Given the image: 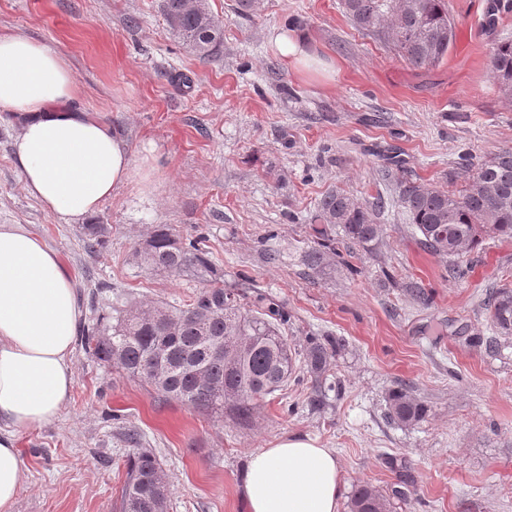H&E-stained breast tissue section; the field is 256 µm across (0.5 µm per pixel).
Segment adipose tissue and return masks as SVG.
I'll return each mask as SVG.
<instances>
[{"label":"adipose tissue","instance_id":"obj_1","mask_svg":"<svg viewBox=\"0 0 512 512\" xmlns=\"http://www.w3.org/2000/svg\"><path fill=\"white\" fill-rule=\"evenodd\" d=\"M271 47L287 65L317 62L304 32L276 28ZM65 60L21 35L0 36V109L20 113L14 157L27 192L68 224L81 223L140 176L120 135L74 109ZM82 312L57 252L23 224H0V512H13L25 478L19 433L54 421L74 384L71 354ZM335 453L290 436L250 454L241 494L248 512H339Z\"/></svg>","mask_w":512,"mask_h":512}]
</instances>
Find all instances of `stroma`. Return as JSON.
I'll return each mask as SVG.
<instances>
[{"label": "stroma", "instance_id": "stroma-1", "mask_svg": "<svg viewBox=\"0 0 512 512\" xmlns=\"http://www.w3.org/2000/svg\"><path fill=\"white\" fill-rule=\"evenodd\" d=\"M207 3L224 33L212 58L171 33L162 0H0V34L59 53L74 107L150 162L147 180L91 216L112 232L87 251L79 225L26 191L13 155L22 120L0 111V224L29 225L56 249L88 326L116 307L191 303L200 279L150 270L133 252L159 224L201 237L243 308L287 312L297 377L240 423L164 399L76 344L69 402L17 436L27 480L15 512H119L140 447L169 485L167 512H248L250 453L291 435L335 450L346 492L371 484L390 512H512V337L493 354L480 343L486 294L512 284V239L468 251L457 278L420 244L396 184L459 190L471 164L512 148V100L490 66L493 44L512 39V12L490 27L473 0H450L452 48L413 69L357 31L340 0H259L249 17L236 0ZM286 22L307 32L324 70L299 74L274 54L270 36ZM333 188L387 205L377 242L337 241L344 264L316 274L305 264L311 217ZM312 336L342 341L319 380L304 370ZM400 385L427 408L410 428L384 417Z\"/></svg>", "mask_w": 512, "mask_h": 512}]
</instances>
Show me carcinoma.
<instances>
[{
	"label": "carcinoma",
	"mask_w": 512,
	"mask_h": 512,
	"mask_svg": "<svg viewBox=\"0 0 512 512\" xmlns=\"http://www.w3.org/2000/svg\"><path fill=\"white\" fill-rule=\"evenodd\" d=\"M341 8L358 31L374 36L414 68L439 64L455 40L448 0H341ZM170 30L193 52L206 58L223 41L207 0H163ZM491 68L500 91L512 97V40L491 50ZM398 203L406 211L419 240L434 255L446 258L458 275L459 259L487 237L512 239V149H502L471 165L459 193L431 188L409 179L398 184ZM378 198L365 205L342 189L327 191L317 203L312 223L316 247L308 265L318 272L335 264L336 234L351 244L369 247L379 239ZM108 224H85V248L92 251L111 233ZM201 238L183 239L159 224L135 248L134 260L170 276L193 274L210 282L184 308L155 305L117 309L87 330L84 344L101 362L124 376L139 380L156 393L197 409L229 411L237 420L249 418L258 402L287 385L294 359L281 326L286 316L273 307L244 311L237 293L222 285L223 274L200 247ZM494 336L486 351L499 347L500 337L512 335V286L504 284L486 301ZM337 347L312 340L305 353L308 373H326ZM223 387L216 389L211 382ZM425 406L405 387L392 390L385 417L400 427L416 425ZM158 461L140 450L129 460L121 487L120 512H159L154 493ZM350 512H389V503L373 486L360 484L351 496Z\"/></svg>",
	"instance_id": "obj_1"
}]
</instances>
